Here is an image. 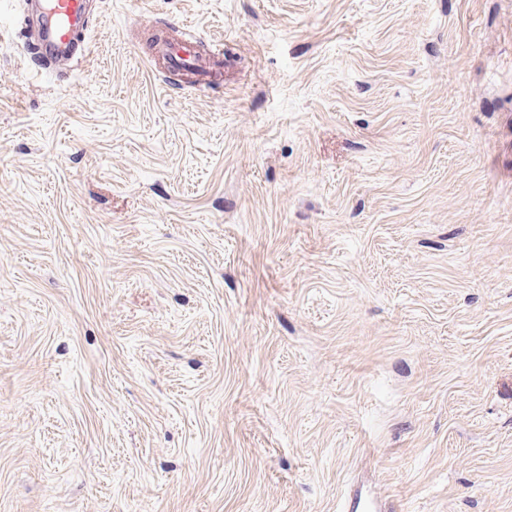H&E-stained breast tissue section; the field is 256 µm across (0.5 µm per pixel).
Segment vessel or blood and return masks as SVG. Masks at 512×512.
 Segmentation results:
<instances>
[{"instance_id": "vessel-or-blood-1", "label": "vessel or blood", "mask_w": 512, "mask_h": 512, "mask_svg": "<svg viewBox=\"0 0 512 512\" xmlns=\"http://www.w3.org/2000/svg\"><path fill=\"white\" fill-rule=\"evenodd\" d=\"M28 10L41 17L36 50L47 59L89 57L90 43H77L76 37L87 25V0H27ZM163 66H188L200 85L212 84L214 75L224 68V49L212 45L206 52L197 51L189 40H169L162 52Z\"/></svg>"}]
</instances>
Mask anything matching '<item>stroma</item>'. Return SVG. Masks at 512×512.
Masks as SVG:
<instances>
[{"mask_svg":"<svg viewBox=\"0 0 512 512\" xmlns=\"http://www.w3.org/2000/svg\"><path fill=\"white\" fill-rule=\"evenodd\" d=\"M25 13L0 512H512V0H103L40 82ZM187 39H172L168 41L162 52L163 69L186 65L190 67L196 76L198 85H211L215 73L223 71L224 48L219 44H213L208 52H198Z\"/></svg>","mask_w":512,"mask_h":512,"instance_id":"1","label":"stroma"}]
</instances>
